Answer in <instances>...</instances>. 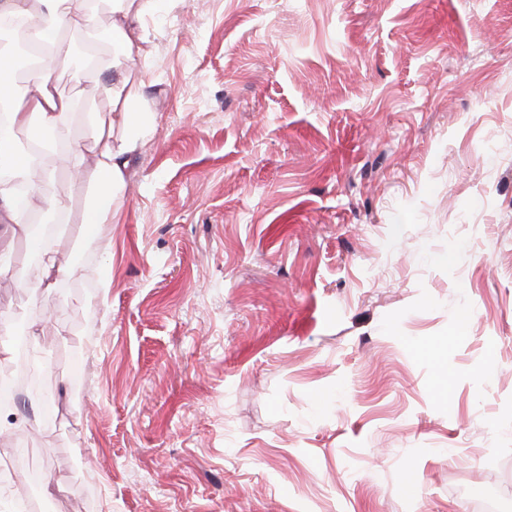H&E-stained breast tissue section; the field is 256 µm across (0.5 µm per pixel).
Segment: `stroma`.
<instances>
[{
  "label": "stroma",
  "mask_w": 512,
  "mask_h": 512,
  "mask_svg": "<svg viewBox=\"0 0 512 512\" xmlns=\"http://www.w3.org/2000/svg\"><path fill=\"white\" fill-rule=\"evenodd\" d=\"M143 26L157 130L79 267L90 189L47 163L56 405L0 413L53 512H512V0H158ZM50 75L107 111L81 63ZM28 247L0 223V312L31 310Z\"/></svg>",
  "instance_id": "obj_1"
}]
</instances>
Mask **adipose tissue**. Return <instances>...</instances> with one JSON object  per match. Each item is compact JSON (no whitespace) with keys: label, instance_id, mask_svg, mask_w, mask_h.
Returning <instances> with one entry per match:
<instances>
[{"label":"adipose tissue","instance_id":"1","mask_svg":"<svg viewBox=\"0 0 512 512\" xmlns=\"http://www.w3.org/2000/svg\"><path fill=\"white\" fill-rule=\"evenodd\" d=\"M156 0H112L110 22L102 24L91 0H0V21L18 20L25 34L41 55L26 89H19L8 74L10 53L0 47V109L8 114L7 124H0V168L11 175L0 178V215H5L14 229L28 233L33 216H49L53 223L67 226L70 208L67 201L52 190L49 170H36L35 153L18 151L16 129H25L40 151L53 153L64 148L72 161L75 177H90L93 203L85 220L88 235H96L102 225L115 221L123 208L132 157L155 129L149 112L133 109L136 97L129 87L126 63L132 56H147L151 44L138 18L149 15ZM75 27L103 28L113 47L111 59L90 62L88 76L107 75L104 91L111 113L101 118L96 112H82L78 101L58 93L47 66L56 58L68 57L71 45L68 32ZM25 180L27 189L18 192L17 180Z\"/></svg>","mask_w":512,"mask_h":512}]
</instances>
